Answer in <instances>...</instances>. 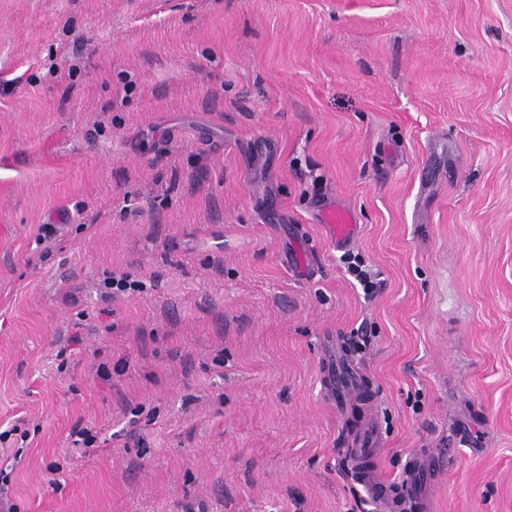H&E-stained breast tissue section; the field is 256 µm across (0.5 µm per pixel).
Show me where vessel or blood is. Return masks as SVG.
<instances>
[{
    "instance_id": "obj_1",
    "label": "vessel or blood",
    "mask_w": 512,
    "mask_h": 512,
    "mask_svg": "<svg viewBox=\"0 0 512 512\" xmlns=\"http://www.w3.org/2000/svg\"><path fill=\"white\" fill-rule=\"evenodd\" d=\"M323 226L334 247L352 246L357 226L352 215L342 209L330 207L322 214ZM379 429L375 418H368L353 440V473L356 482L376 503L379 512H397L400 502L389 494L387 482L376 463L379 452ZM433 459L425 453L415 454L407 469L404 483L405 500L417 512H430Z\"/></svg>"
}]
</instances>
